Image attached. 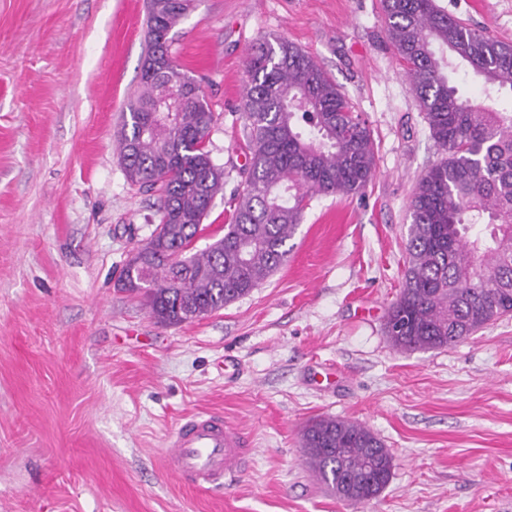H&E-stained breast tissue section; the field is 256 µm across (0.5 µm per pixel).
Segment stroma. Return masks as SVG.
Returning <instances> with one entry per match:
<instances>
[{
	"instance_id": "obj_1",
	"label": "stroma",
	"mask_w": 512,
	"mask_h": 512,
	"mask_svg": "<svg viewBox=\"0 0 512 512\" xmlns=\"http://www.w3.org/2000/svg\"><path fill=\"white\" fill-rule=\"evenodd\" d=\"M512 45V0H437ZM147 0H0V512H353L302 448L311 421L367 426L393 457L367 512H512V316L442 349L400 352L397 299L415 183L440 155L381 22V0H193L170 31L216 117L219 239L249 163L251 48L286 39L351 98L375 174L317 195L287 263L179 325L117 286L158 222L117 160L141 89ZM215 412L252 448L218 491L164 467L182 418Z\"/></svg>"
}]
</instances>
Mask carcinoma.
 I'll use <instances>...</instances> for the list:
<instances>
[{"label": "carcinoma", "instance_id": "carcinoma-1", "mask_svg": "<svg viewBox=\"0 0 512 512\" xmlns=\"http://www.w3.org/2000/svg\"><path fill=\"white\" fill-rule=\"evenodd\" d=\"M187 0H150L143 86L123 116L117 158L128 180L159 192V222L119 281L159 322L178 325L250 294L288 260V240L316 195L360 192L374 176L371 132L354 103L295 44L249 56L243 95L250 164L224 236L196 249L224 168L207 147L215 122L197 81L175 64L168 34ZM382 20L430 136L444 157L408 204L402 288L385 318L398 351L463 342L512 314V113L461 96L449 73L471 67L491 99L512 93V46L440 9L382 0ZM482 225L486 233L470 235ZM317 477L354 509L376 500L392 455L365 425L313 421L303 435Z\"/></svg>", "mask_w": 512, "mask_h": 512}]
</instances>
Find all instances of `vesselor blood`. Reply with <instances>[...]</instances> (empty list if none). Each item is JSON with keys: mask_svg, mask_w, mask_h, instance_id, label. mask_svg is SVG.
Instances as JSON below:
<instances>
[{"mask_svg": "<svg viewBox=\"0 0 512 512\" xmlns=\"http://www.w3.org/2000/svg\"><path fill=\"white\" fill-rule=\"evenodd\" d=\"M251 457L240 432L222 416L198 413L182 419L169 432L166 470L197 487H220L248 468Z\"/></svg>", "mask_w": 512, "mask_h": 512, "instance_id": "vessel-or-blood-1", "label": "vessel or blood"}]
</instances>
